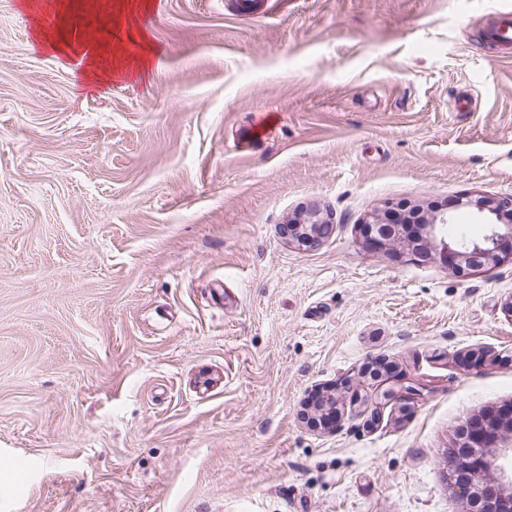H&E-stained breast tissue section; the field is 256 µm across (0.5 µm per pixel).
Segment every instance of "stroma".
I'll return each instance as SVG.
<instances>
[{
	"instance_id": "35a3bbf8",
	"label": "stroma",
	"mask_w": 512,
	"mask_h": 512,
	"mask_svg": "<svg viewBox=\"0 0 512 512\" xmlns=\"http://www.w3.org/2000/svg\"><path fill=\"white\" fill-rule=\"evenodd\" d=\"M35 2L0 0V512H466L446 450L512 402V263H396L358 225L453 206L478 237L458 201L512 195V0H149L127 79L137 0ZM311 203L308 252L279 226ZM499 15L500 21L490 31L489 40L494 43L505 44V47H512V10H502ZM62 46L69 49L75 56L80 57L79 64L85 61V65L81 70L82 75L87 81L97 80V73L93 69L95 66L96 47L92 41L79 42L73 45L68 42H50L49 47L54 51H61ZM332 214L318 203L298 211L284 224H280L281 237L300 250L314 251L334 232ZM309 410L325 417L324 422H329L336 416V398L332 391H320L312 396L309 401Z\"/></svg>"
}]
</instances>
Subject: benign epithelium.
Wrapping results in <instances>:
<instances>
[{
  "mask_svg": "<svg viewBox=\"0 0 512 512\" xmlns=\"http://www.w3.org/2000/svg\"><path fill=\"white\" fill-rule=\"evenodd\" d=\"M460 205L479 214L485 231L475 239L445 234L451 220L444 212L429 220L394 223L384 208L361 223L364 247L384 253L394 262H437L457 273L481 265L512 261V196H479ZM281 237L300 250L314 251L334 232L332 214L318 203L298 211L280 225ZM309 410L329 422L336 416L332 391H320L309 401ZM512 452V403L467 418L448 449V488L468 502L469 512H512V484L492 476L498 469L494 449Z\"/></svg>",
  "mask_w": 512,
  "mask_h": 512,
  "instance_id": "7a95c632",
  "label": "benign epithelium"
}]
</instances>
